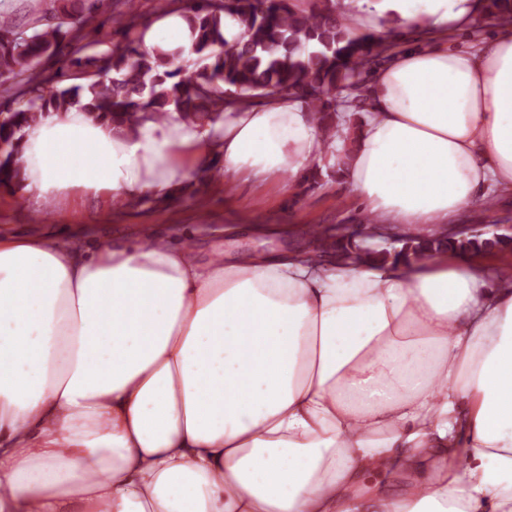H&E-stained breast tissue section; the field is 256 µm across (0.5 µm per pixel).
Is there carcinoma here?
<instances>
[{"mask_svg":"<svg viewBox=\"0 0 512 512\" xmlns=\"http://www.w3.org/2000/svg\"><path fill=\"white\" fill-rule=\"evenodd\" d=\"M181 2L198 55L191 69L170 66L173 54L142 51L133 36L135 18L112 9L113 0H51L50 7L35 17L34 31L27 37L19 36L11 18L0 14V95L27 97L25 107L8 108L0 119V185L20 178L13 166L19 149L17 132L50 108L94 111L117 127L166 118L172 109L186 123L213 125L222 119L230 97L299 94L309 100L328 134L336 124V93L359 82L368 63L387 51L384 40L372 33L351 35L336 14L334 0L309 12L290 0ZM89 7L109 14L114 33L122 40L64 59L54 71L36 70L41 59L64 54L80 38L82 17ZM481 14L512 20V0H482ZM227 17L243 28L232 42L224 34ZM67 67L85 71L87 84H65ZM446 244L477 254L505 247L507 240L467 237L447 243L415 237L398 250L378 249L368 259L419 258Z\"/></svg>","mask_w":512,"mask_h":512,"instance_id":"carcinoma-1","label":"carcinoma"}]
</instances>
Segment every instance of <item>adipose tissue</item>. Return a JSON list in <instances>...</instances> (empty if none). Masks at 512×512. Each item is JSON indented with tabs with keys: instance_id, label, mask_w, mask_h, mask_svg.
I'll use <instances>...</instances> for the list:
<instances>
[{
	"instance_id": "obj_1",
	"label": "adipose tissue",
	"mask_w": 512,
	"mask_h": 512,
	"mask_svg": "<svg viewBox=\"0 0 512 512\" xmlns=\"http://www.w3.org/2000/svg\"><path fill=\"white\" fill-rule=\"evenodd\" d=\"M345 2L354 34L430 36L376 70L357 128L346 101L323 139L288 94L212 128L49 109L21 132L23 197L337 164L376 225L433 230L512 191V26L452 51L478 0ZM138 38L195 59L180 11ZM0 512H512V270L0 233Z\"/></svg>"
}]
</instances>
